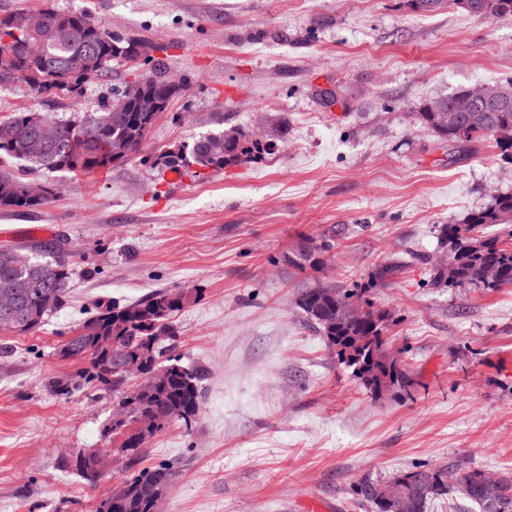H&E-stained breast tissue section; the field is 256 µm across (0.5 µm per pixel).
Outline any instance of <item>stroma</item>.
<instances>
[{
	"label": "stroma",
	"mask_w": 512,
	"mask_h": 512,
	"mask_svg": "<svg viewBox=\"0 0 512 512\" xmlns=\"http://www.w3.org/2000/svg\"><path fill=\"white\" fill-rule=\"evenodd\" d=\"M42 8L164 47L185 90L132 159L58 174L38 210H0V244L60 234L74 252L65 308L30 333L0 331V512H96L121 485L104 454L111 391L57 396L45 382L71 373L57 349L96 304L156 289L201 291L173 321L184 364L205 373L192 428L149 443L150 463L181 465L159 512H350L364 478L512 472V288H435L427 264L442 225L512 193V166L490 142L463 151L416 119L457 88L512 80V20L409 0H0V15ZM145 70L113 64L77 99L0 86V117L74 119ZM232 127L263 133L272 154L198 176L154 164ZM327 242L319 269L295 266L301 246ZM397 260L371 299L392 314L388 346L415 384L377 401L297 299L366 285ZM72 450L103 453L96 482L62 468Z\"/></svg>",
	"instance_id": "obj_1"
}]
</instances>
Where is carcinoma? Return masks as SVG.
<instances>
[{"label": "carcinoma", "mask_w": 512, "mask_h": 512, "mask_svg": "<svg viewBox=\"0 0 512 512\" xmlns=\"http://www.w3.org/2000/svg\"><path fill=\"white\" fill-rule=\"evenodd\" d=\"M467 0H410L417 11H434L450 3L466 10ZM48 21L38 31L26 25V13L0 16V86L21 81L37 96L50 99L79 95L86 85L111 71L112 63L139 58L149 65L147 72L127 81L103 100L95 112L75 120L57 121L54 139L43 142L37 122L47 118L39 112H16L0 119V209L34 211L58 194L52 175L65 172L92 173L110 170L124 163L112 156V143L131 145L126 157L139 151L156 114L134 112L132 102L143 93L160 98L163 108L184 90L171 80L164 59L152 52L156 47L137 38L114 34L85 13L41 10ZM41 44L43 58L28 56L26 44ZM489 99L468 112L458 113L455 129H448V104L458 91L436 100V107L416 113L417 120L438 137L460 146L473 141L492 140L501 160L512 164V82L487 86ZM273 144L253 139L250 132L234 130L209 134L196 140L188 150L167 152L156 163L171 170L196 165L222 170L269 153ZM26 164L32 172L45 174L44 195H24L28 181L8 162ZM442 244L448 247V262L454 266L430 267L435 288H482L494 291L512 286V193H498L491 201L468 214L462 224L442 228ZM28 259L12 262V254L0 248V293L16 289L22 293V317L9 332L27 334L65 306L72 275V253L62 236L43 240L27 249ZM487 269L496 280L484 277ZM399 273L395 263L375 269L368 288H309L300 295L298 306L307 322L336 352V358L372 396L379 400L409 391L413 385L406 368L390 364L386 333L391 315L374 307L368 294ZM187 293L155 290L125 303L99 306L72 330L58 348L61 358L76 365L71 375L49 381V389L68 395L80 388L112 390L116 404H128L127 422L108 424L105 435L112 438V459L119 462L126 477L99 507V512H154L141 488L151 484L164 490L174 478L178 463L160 462L146 466L149 438L173 422L191 425L201 396L202 373L183 364L176 354L177 336L172 318L181 310ZM112 338V348L101 341ZM138 361L145 372L161 369L164 376L146 386L137 399L126 391L129 375L119 369L123 362ZM69 465L88 481L97 479L102 457L78 452ZM456 496L479 512H512V474L453 466L420 465L385 479H361L352 486L353 507L369 512H428L430 504Z\"/></svg>", "instance_id": "1"}]
</instances>
